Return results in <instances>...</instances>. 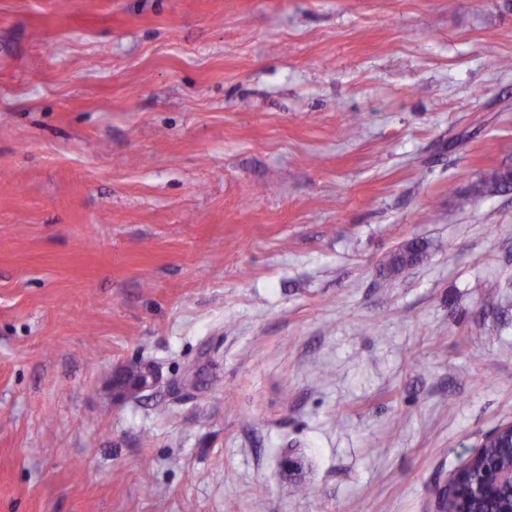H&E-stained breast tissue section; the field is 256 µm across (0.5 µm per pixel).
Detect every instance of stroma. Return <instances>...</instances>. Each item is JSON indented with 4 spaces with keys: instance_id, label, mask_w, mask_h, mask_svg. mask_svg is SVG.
Here are the masks:
<instances>
[{
    "instance_id": "obj_1",
    "label": "stroma",
    "mask_w": 512,
    "mask_h": 512,
    "mask_svg": "<svg viewBox=\"0 0 512 512\" xmlns=\"http://www.w3.org/2000/svg\"><path fill=\"white\" fill-rule=\"evenodd\" d=\"M507 58L512 0H0V512H437L512 422ZM512 187V170L509 168L494 171L490 178L475 182L471 186L474 195H483L488 192H505ZM427 254V247L419 241H413L400 253H393L388 259L387 266L392 270L420 263ZM156 381L155 374L150 369L142 368L141 374L132 386H122L117 383L115 376L112 379V392L118 396H125L126 394H136L143 392L154 386Z\"/></svg>"
}]
</instances>
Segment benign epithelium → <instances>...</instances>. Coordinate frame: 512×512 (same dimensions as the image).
I'll return each instance as SVG.
<instances>
[{"instance_id": "1", "label": "benign epithelium", "mask_w": 512, "mask_h": 512, "mask_svg": "<svg viewBox=\"0 0 512 512\" xmlns=\"http://www.w3.org/2000/svg\"><path fill=\"white\" fill-rule=\"evenodd\" d=\"M155 381V374L144 368L131 386L112 381V392L118 396L140 393ZM506 433L512 436L511 422L494 429L438 490V512H478V506L490 501L498 503L491 512H512V447L495 458L485 457L486 443Z\"/></svg>"}]
</instances>
